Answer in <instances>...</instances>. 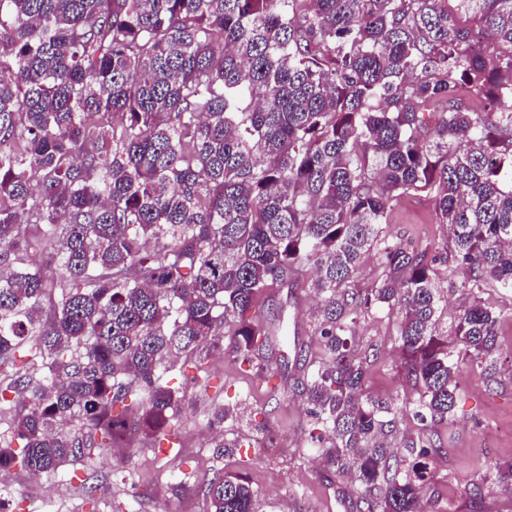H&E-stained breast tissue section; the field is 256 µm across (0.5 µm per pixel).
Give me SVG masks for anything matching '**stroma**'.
<instances>
[{
  "label": "stroma",
  "instance_id": "obj_1",
  "mask_svg": "<svg viewBox=\"0 0 512 512\" xmlns=\"http://www.w3.org/2000/svg\"><path fill=\"white\" fill-rule=\"evenodd\" d=\"M386 231L388 243L427 251L442 297L438 330L448 335L467 292L431 196L399 198ZM478 296L500 318L503 352L512 351V292L488 281ZM317 304L306 279L296 288L270 289L256 314L269 348L252 364L227 355L174 362L167 376L173 386L187 388L173 421L175 444L141 442L129 456L96 449L82 462L34 480L16 466L9 482H0V500L17 505L18 512H208L196 488L224 471L247 475L259 512H358L356 485L325 464L311 438L313 418L299 386L308 365L296 348L320 345L312 317ZM397 318L394 312H370L355 334L368 368L366 392L395 404L397 438H414L420 429L412 406L417 388L394 347ZM285 334L295 347L281 346ZM499 367L493 382L461 372L452 418L434 429L438 452L423 488V512H512V493L483 480L488 463L512 464V364L504 360ZM269 372L282 376L283 390L270 392L263 380ZM218 408L227 412L222 432L235 447L230 455L216 448L210 427Z\"/></svg>",
  "mask_w": 512,
  "mask_h": 512
}]
</instances>
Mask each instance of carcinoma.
Wrapping results in <instances>:
<instances>
[{"mask_svg":"<svg viewBox=\"0 0 512 512\" xmlns=\"http://www.w3.org/2000/svg\"><path fill=\"white\" fill-rule=\"evenodd\" d=\"M512 0H0V471L55 472L92 448L175 438L180 356L266 348L249 315L302 272L322 296L301 382L359 512H422L457 374L496 373L479 297L448 349L426 251L383 248L390 203L433 197L462 286L512 288ZM247 105H242L243 101ZM54 239L47 261L32 231ZM402 313L418 439L380 442L394 404L365 394L347 335ZM41 362L36 378L18 364ZM486 478L512 491V465ZM210 512H258L241 475L198 486ZM383 244L375 248L369 257L363 263L360 273L349 284L350 288H369L372 284L386 274V267L384 263V254L380 251Z\"/></svg>","mask_w":512,"mask_h":512,"instance_id":"carcinoma-1","label":"carcinoma"}]
</instances>
